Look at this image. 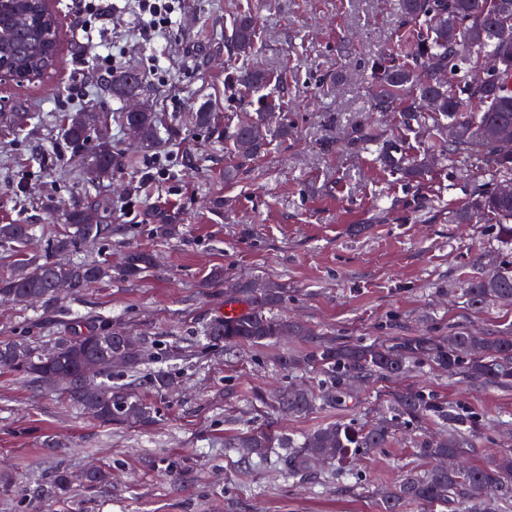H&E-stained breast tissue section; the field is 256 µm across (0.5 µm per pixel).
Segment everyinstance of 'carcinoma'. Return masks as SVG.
Segmentation results:
<instances>
[{"label":"carcinoma","instance_id":"obj_1","mask_svg":"<svg viewBox=\"0 0 512 512\" xmlns=\"http://www.w3.org/2000/svg\"><path fill=\"white\" fill-rule=\"evenodd\" d=\"M400 13L409 25L397 56L379 55L370 65L373 105L378 112H403L402 124L412 132L432 121L438 132L435 148L421 158L409 159L390 141H378L356 127L350 144L373 148L377 159L390 171L412 179H423L434 160L452 167L475 168L478 183L468 206L456 211L459 224L483 223L495 226L501 247V260L484 277L466 289L471 307L482 308L503 295L512 296V196L499 192V183L512 180V55L497 54L498 41L512 38V0H398ZM56 25L55 18L40 0H8L0 8V31L8 39L0 45V66L17 69L18 50L39 43L38 56L25 62V72L36 70L44 60L55 61L57 41L42 38L43 28ZM260 37L257 17L238 13L224 28V49L242 62L225 72L224 84L234 92L258 94L256 116L227 129L238 159L246 162L260 154L272 137H288V119L283 114V93L270 88L271 75L253 64ZM492 71L484 84H471L468 74L478 62ZM144 74L124 70L107 80L108 91L116 99L139 94ZM121 124L131 125L143 148L157 147L162 138L151 106L142 112H120ZM107 112H70L62 136L72 147L86 150L83 168L89 180L103 181L112 176L118 153L112 149ZM200 130L218 127V115L201 105L192 114ZM454 139H448V129ZM53 219L63 230L49 231V254L39 262L19 258L13 268L0 276V298L19 303L48 304L58 296V285L72 290L87 288L112 278V265L96 260H75L72 255L83 247L112 239V225L98 216L91 217L94 200L86 198L67 208H57ZM147 220L170 236L176 233V216L158 206L147 211ZM32 224H0V246L23 248L33 238ZM153 264L152 255L131 249L125 253L119 273L135 279ZM236 292L249 303L244 313L216 318L208 323L202 337L209 344H262L284 336H309L311 331L270 310L285 300L283 288L273 282L258 286L244 282ZM148 351L147 339L125 347L106 326L89 325L86 332H69L54 338L42 348L19 340L0 341V373H21L37 385L57 372L68 401L108 425H146L154 420L152 407L127 385H116V375L133 377L141 370ZM333 379L347 370L370 376H395L411 359H427L450 372L460 370L485 385L512 387V340L499 336H477L466 330L448 332L439 339L430 336L401 338L390 344L335 343L324 341L312 354ZM99 382L93 384L90 377ZM335 400L310 390H296L265 401L273 410L295 416L309 413L319 402ZM394 404L401 415L416 418L434 414L448 426V437L423 443L421 453L433 460L456 457L468 450L463 436L464 420L454 411L438 405L419 392L397 395ZM236 448H249L264 454L272 448L284 450L288 475L310 472L309 458L321 455L338 463H354L357 456L385 447L389 427L371 429L353 423L335 422L294 439L264 430L231 435ZM69 473L59 470L45 483H38L35 495L50 499L70 490ZM470 501L474 512H487L491 502L512 501V456H504L488 467L464 466L442 471L409 469L382 494L381 512H402L410 503L448 509Z\"/></svg>","mask_w":512,"mask_h":512}]
</instances>
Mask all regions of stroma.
I'll list each match as a JSON object with an SVG mask.
<instances>
[{
	"label": "stroma",
	"mask_w": 512,
	"mask_h": 512,
	"mask_svg": "<svg viewBox=\"0 0 512 512\" xmlns=\"http://www.w3.org/2000/svg\"><path fill=\"white\" fill-rule=\"evenodd\" d=\"M239 2L180 0L166 37L148 42L136 0H53V69L33 82H0V117H34L21 134L0 127V224L40 227L53 221L46 198L64 207L88 196L109 216L112 238L82 257L116 261L128 246L157 257L136 280L115 277L38 308L0 306V340L47 345L80 320L152 337L134 390L157 416L148 427L110 426L75 409L61 389L0 374V512H379L381 493L403 471L429 467L419 448L443 434L437 418L397 425L352 473L327 463L305 479L289 477L277 452L245 457L224 440L248 427L298 438L336 421L369 426L406 390L470 420L469 463L512 453V388L426 363L391 379L350 371L335 402L299 417L259 402V394L296 385L325 389L326 375L307 362L319 337L370 343L444 336L456 327L496 336L512 332V304L475 310L467 303V284L501 256L494 226L451 218L470 198L472 175L438 164L417 184L348 142L362 126L415 157L436 137L427 125L404 133L399 113L371 107L370 62L395 51L407 31L397 0H251L263 29L260 64L288 69L289 132L244 163L220 134L254 114L224 86L234 65L223 49L224 26ZM119 68L144 72L142 97L163 141L144 150L113 124L119 162L111 179L93 184L80 153L63 141V117L86 106L122 111L97 78ZM204 103L216 109L219 132L193 126L191 114ZM229 167L238 170L232 182L224 179ZM151 204L178 216L177 234H156L145 220ZM217 267L220 286L209 281ZM245 279L285 288L288 316L309 335L206 344L200 332L207 323L229 307L246 311L232 290ZM288 356L299 365L284 367ZM159 369L171 386L155 384ZM91 466L111 469V484L78 482L49 501L30 493L56 471L77 476Z\"/></svg>",
	"instance_id": "35a3bbf8"
}]
</instances>
